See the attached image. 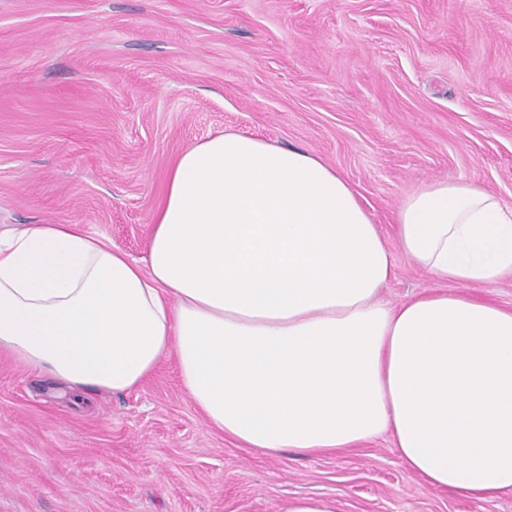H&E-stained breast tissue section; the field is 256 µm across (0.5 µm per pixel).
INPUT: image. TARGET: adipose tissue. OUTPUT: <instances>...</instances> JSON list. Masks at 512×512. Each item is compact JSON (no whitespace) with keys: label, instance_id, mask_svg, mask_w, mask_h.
<instances>
[{"label":"adipose tissue","instance_id":"1","mask_svg":"<svg viewBox=\"0 0 512 512\" xmlns=\"http://www.w3.org/2000/svg\"><path fill=\"white\" fill-rule=\"evenodd\" d=\"M402 252L435 281L381 297L393 261L311 151L227 132L170 168L137 261L75 224L0 232V351L74 394L137 390L165 359L209 425L269 456L389 436L429 487L512 492V208L469 182L407 195ZM477 288L483 296L495 300L506 307H512V278H506Z\"/></svg>","mask_w":512,"mask_h":512}]
</instances>
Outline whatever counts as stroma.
I'll use <instances>...</instances> for the list:
<instances>
[{"instance_id":"obj_1","label":"stroma","mask_w":512,"mask_h":512,"mask_svg":"<svg viewBox=\"0 0 512 512\" xmlns=\"http://www.w3.org/2000/svg\"><path fill=\"white\" fill-rule=\"evenodd\" d=\"M233 130L336 168L391 236L462 179L512 205V0H0V230L78 224L147 255L167 173ZM382 291L432 288L398 244ZM512 512L425 486L382 436L276 457L212 429L171 363L75 396L0 352V512ZM277 512H338L336 500L315 496H292L278 501Z\"/></svg>"}]
</instances>
